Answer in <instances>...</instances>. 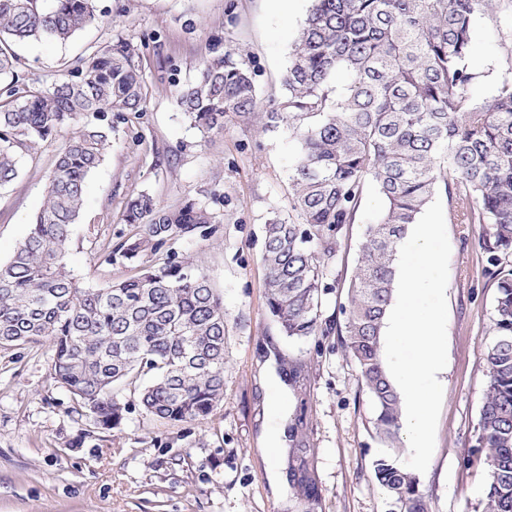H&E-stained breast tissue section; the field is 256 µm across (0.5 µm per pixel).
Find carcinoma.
I'll return each mask as SVG.
<instances>
[{
  "instance_id": "carcinoma-1",
  "label": "carcinoma",
  "mask_w": 512,
  "mask_h": 512,
  "mask_svg": "<svg viewBox=\"0 0 512 512\" xmlns=\"http://www.w3.org/2000/svg\"><path fill=\"white\" fill-rule=\"evenodd\" d=\"M495 0H312L283 76L285 93L258 111L250 62L232 47L201 62L178 93L190 122L219 133L260 120L288 128L302 145L289 175L299 222L264 227L269 314L288 337L337 331L376 405L374 428L395 440L400 392L381 356L395 257L444 185L455 224H485L482 248L496 279V334L485 353L487 385L472 447L484 456L489 483L481 512H512V77L483 103L468 65L478 15ZM97 20L94 0H0V75L14 74L15 42L63 43ZM135 47L119 40L64 73L48 90L0 92V186L18 176L19 152L76 131L60 147L42 207L11 259L0 263V348L45 341L53 378L105 429L122 425L127 404L114 391L138 386L149 414L171 422L207 420L224 399V305L190 262L166 255L159 267L138 264L174 238L213 232L207 209L186 201L157 206L131 195L124 221L138 232L106 251L134 273L106 288H85L68 267L73 225L81 219L88 177L111 146L112 116L146 102ZM343 71L346 85L333 84ZM384 207L368 225L349 286L344 322L322 318L331 287L325 269L354 222L365 185ZM288 482L318 497L314 449L305 434V401L288 425ZM379 484L403 512H429L417 476L394 460L375 464Z\"/></svg>"
}]
</instances>
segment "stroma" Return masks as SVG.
<instances>
[{
  "instance_id": "obj_1",
  "label": "stroma",
  "mask_w": 512,
  "mask_h": 512,
  "mask_svg": "<svg viewBox=\"0 0 512 512\" xmlns=\"http://www.w3.org/2000/svg\"><path fill=\"white\" fill-rule=\"evenodd\" d=\"M99 20L66 43L14 45L20 84L50 88L94 51L125 39L138 50L145 81L143 111L114 119L112 146L87 181L82 217L73 227L69 263L83 285L104 288L131 275L123 258L105 263L108 247L135 233L124 223L131 193L160 207L192 200L213 216L208 237L176 239L169 249L190 258L221 296L228 334L224 399L203 424L172 423L144 410L129 388L121 428L105 430L51 375L47 345L0 348V512H400L378 484L374 463L404 462L406 435L389 442L373 427L375 406L338 334L293 339L270 317L262 263L264 226L297 219L288 184L300 143L288 130L231 124L205 134L178 104L214 45L249 60L257 99L266 108L283 93L291 47L311 0H95ZM481 78L475 94L490 100L512 75V0L478 16L468 58ZM60 140L22 152L19 174L0 187V262L10 259L39 210ZM382 207L367 185L355 221L326 275L332 288L324 316H341L368 224ZM481 224H451L447 365L435 449L419 491L430 512H480L488 483L483 457L471 452L486 389L485 352L495 335L493 280L479 245ZM307 370L304 394L288 385V364ZM306 407L315 450L316 504L284 478L286 452L263 436L273 414L282 422Z\"/></svg>"
}]
</instances>
